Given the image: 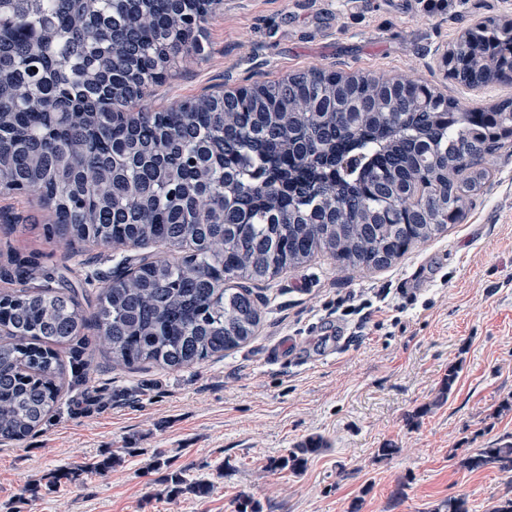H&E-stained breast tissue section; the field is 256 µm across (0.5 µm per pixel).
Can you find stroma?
<instances>
[{
    "mask_svg": "<svg viewBox=\"0 0 512 512\" xmlns=\"http://www.w3.org/2000/svg\"><path fill=\"white\" fill-rule=\"evenodd\" d=\"M479 17H512V0H447L434 12L421 0H224L201 25V52L170 59L151 104L315 66L490 107L512 99V78L477 93L442 66ZM487 168L464 219L390 267L352 274L318 255L261 283L257 336L224 357L115 369L95 347L87 383L65 388L60 410L25 441L0 445V512H434L458 495L470 512H490L512 476L457 464L512 441V148L488 155ZM48 222L36 196L0 193V266L10 250L34 258L37 278L93 313L86 274L107 273L125 251L82 245L67 256ZM361 292L385 296L365 321L340 307ZM311 436L327 448L302 474L282 468ZM112 456V468L88 472ZM62 470L73 479L52 488ZM178 472L211 494L170 495Z\"/></svg>",
    "mask_w": 512,
    "mask_h": 512,
    "instance_id": "1",
    "label": "stroma"
}]
</instances>
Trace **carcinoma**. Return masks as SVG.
I'll return each instance as SVG.
<instances>
[{
    "label": "carcinoma",
    "mask_w": 512,
    "mask_h": 512,
    "mask_svg": "<svg viewBox=\"0 0 512 512\" xmlns=\"http://www.w3.org/2000/svg\"><path fill=\"white\" fill-rule=\"evenodd\" d=\"M203 17L182 0H0V190L38 196L67 251L155 248L120 260L90 318L72 296L31 289L34 261L0 268L14 286L0 291L1 442L42 426L66 374L86 377L92 326L112 365L180 370L254 338L260 311L244 282L319 253L351 272L380 269L440 237L487 178L478 160L512 128V100L490 112L443 97L424 108L417 83L367 75L346 90L317 67L247 101L203 96L156 111L140 97L137 122L124 121L128 101L113 90L134 70L160 81L173 53L193 57ZM451 50L468 88L512 62V43L491 29ZM322 448L311 436L284 464L297 474ZM458 465L511 475L512 442ZM170 483L209 492L180 473Z\"/></svg>",
    "instance_id": "1"
}]
</instances>
